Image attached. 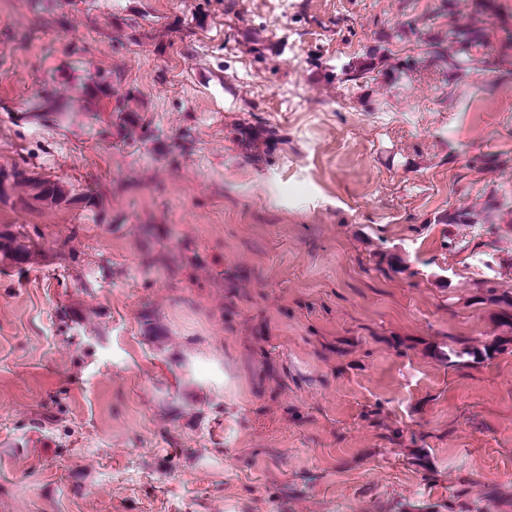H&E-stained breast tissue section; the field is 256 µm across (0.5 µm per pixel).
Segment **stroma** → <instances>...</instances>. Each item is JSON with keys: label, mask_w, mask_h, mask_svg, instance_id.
I'll list each match as a JSON object with an SVG mask.
<instances>
[{"label": "stroma", "mask_w": 512, "mask_h": 512, "mask_svg": "<svg viewBox=\"0 0 512 512\" xmlns=\"http://www.w3.org/2000/svg\"><path fill=\"white\" fill-rule=\"evenodd\" d=\"M498 4L0 0V166L104 208L10 215L0 512H512V343L442 357L507 334ZM450 27L448 35L459 44L463 52L483 42L484 33L481 29L470 27L459 20L451 21ZM68 239L48 241L39 224H0V263L20 266L33 255H57ZM498 351V344L484 345L483 349L477 347L463 348L454 350L450 348L445 358L448 360L449 366H461L469 362L485 361L492 358L493 354Z\"/></svg>", "instance_id": "35a3bbf8"}]
</instances>
